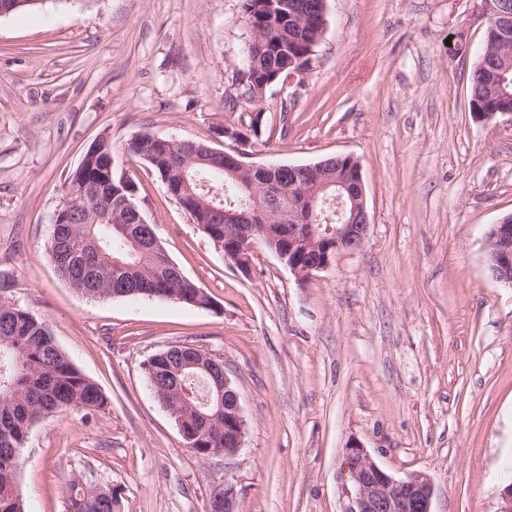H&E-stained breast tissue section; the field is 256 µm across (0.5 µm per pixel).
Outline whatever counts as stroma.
Returning a JSON list of instances; mask_svg holds the SVG:
<instances>
[{
    "mask_svg": "<svg viewBox=\"0 0 512 512\" xmlns=\"http://www.w3.org/2000/svg\"><path fill=\"white\" fill-rule=\"evenodd\" d=\"M480 0H327L302 80L240 97L242 0H42L0 17V304L43 320L107 399L29 428L26 512H65L72 475L121 512H344L346 449L395 478L426 475L433 512H500L512 483V288L485 266L512 214V118L473 119ZM468 53H458L459 43ZM260 117L261 133L243 141ZM141 134L248 163L358 161L361 250L300 280L271 251L237 268L125 150ZM169 257L212 298L84 296L48 255L69 176L101 138ZM172 345L223 360L245 420L232 460L197 458L155 396L147 360ZM235 506L236 490L232 482L224 481V485L213 489L209 501L210 512H236Z\"/></svg>",
    "mask_w": 512,
    "mask_h": 512,
    "instance_id": "obj_1",
    "label": "stroma"
}]
</instances>
